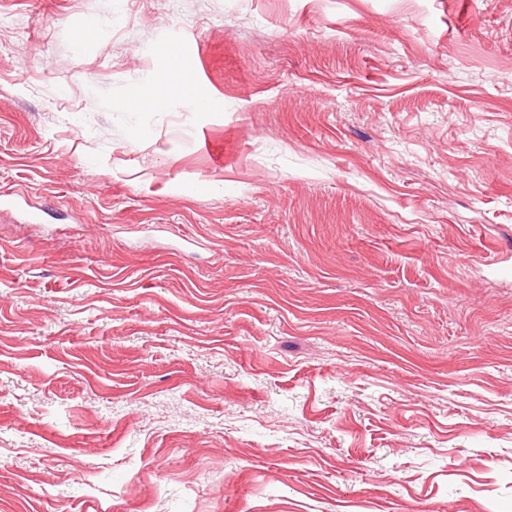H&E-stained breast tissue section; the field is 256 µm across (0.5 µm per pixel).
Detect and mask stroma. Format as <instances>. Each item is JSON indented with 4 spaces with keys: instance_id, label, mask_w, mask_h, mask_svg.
Masks as SVG:
<instances>
[{
    "instance_id": "stroma-1",
    "label": "stroma",
    "mask_w": 512,
    "mask_h": 512,
    "mask_svg": "<svg viewBox=\"0 0 512 512\" xmlns=\"http://www.w3.org/2000/svg\"><path fill=\"white\" fill-rule=\"evenodd\" d=\"M126 6L0 0V512H512V0ZM162 83L188 98L196 112H207L210 104L207 100L192 94V81L190 75L179 68H174L169 76L165 75Z\"/></svg>"
}]
</instances>
